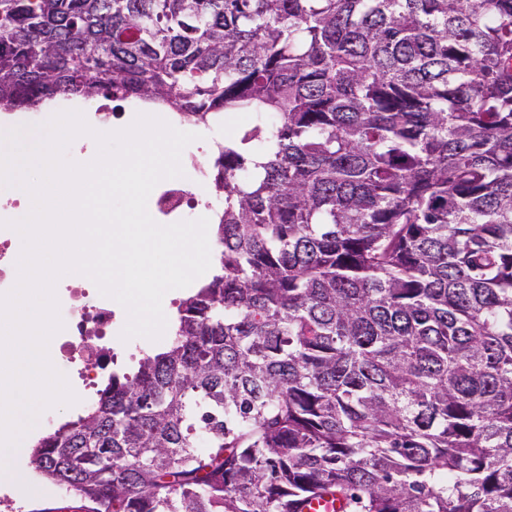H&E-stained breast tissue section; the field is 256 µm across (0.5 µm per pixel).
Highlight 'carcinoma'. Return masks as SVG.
<instances>
[{"label":"carcinoma","instance_id":"obj_1","mask_svg":"<svg viewBox=\"0 0 512 512\" xmlns=\"http://www.w3.org/2000/svg\"><path fill=\"white\" fill-rule=\"evenodd\" d=\"M245 118L215 274L40 437L91 512H512V0H0V111Z\"/></svg>","mask_w":512,"mask_h":512}]
</instances>
